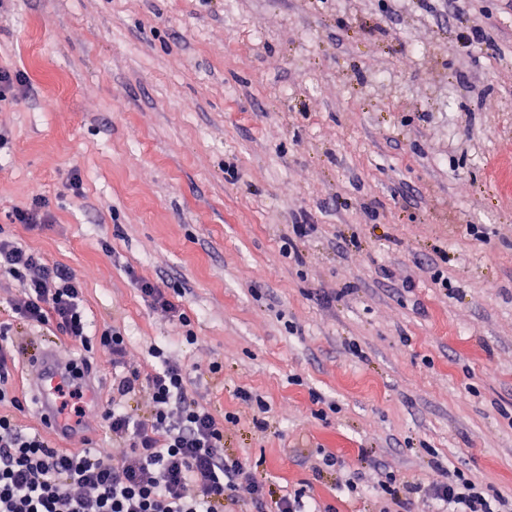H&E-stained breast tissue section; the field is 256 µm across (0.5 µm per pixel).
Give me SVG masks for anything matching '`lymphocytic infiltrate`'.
I'll return each instance as SVG.
<instances>
[{"label":"lymphocytic infiltrate","mask_w":512,"mask_h":512,"mask_svg":"<svg viewBox=\"0 0 512 512\" xmlns=\"http://www.w3.org/2000/svg\"><path fill=\"white\" fill-rule=\"evenodd\" d=\"M18 281L8 301L12 322L38 326L71 343L91 341L112 354V400L102 411L110 449L63 452L38 432L22 429L13 415L23 404L8 389L9 369L0 353V512H224L239 490L252 512H334L306 502L304 490L270 499L257 468L224 453V422L190 393L187 368L153 348L157 369L145 374L129 361L125 337L114 328L92 330L82 308V281L66 266L21 244L0 238V275ZM134 284L152 310L172 321L188 344L197 338L182 303L156 282ZM448 512H501L500 496L488 494L460 469L427 490Z\"/></svg>","instance_id":"1"}]
</instances>
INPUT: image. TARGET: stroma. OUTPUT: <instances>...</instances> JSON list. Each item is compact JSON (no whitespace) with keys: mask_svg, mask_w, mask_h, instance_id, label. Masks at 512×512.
Wrapping results in <instances>:
<instances>
[{"mask_svg":"<svg viewBox=\"0 0 512 512\" xmlns=\"http://www.w3.org/2000/svg\"><path fill=\"white\" fill-rule=\"evenodd\" d=\"M0 65L28 82L0 101V237L83 277L145 372L178 357L269 496L380 512L391 473L438 512V459L512 498V0H11ZM35 194L40 230L12 220ZM137 277L184 288L195 344ZM7 347L23 399L45 349L86 355L65 445L103 442L108 351L21 324Z\"/></svg>","mask_w":512,"mask_h":512,"instance_id":"obj_1","label":"stroma"}]
</instances>
